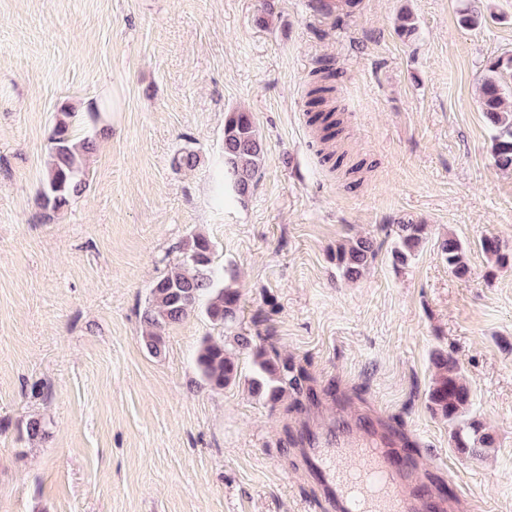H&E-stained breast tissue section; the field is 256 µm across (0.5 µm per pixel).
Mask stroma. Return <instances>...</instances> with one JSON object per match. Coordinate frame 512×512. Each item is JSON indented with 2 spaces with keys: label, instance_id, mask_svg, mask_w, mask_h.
Returning a JSON list of instances; mask_svg holds the SVG:
<instances>
[{
  "label": "stroma",
  "instance_id": "35a3bbf8",
  "mask_svg": "<svg viewBox=\"0 0 512 512\" xmlns=\"http://www.w3.org/2000/svg\"><path fill=\"white\" fill-rule=\"evenodd\" d=\"M0 0V512H324L299 449L308 432L343 444L376 432L412 449L460 512H512V174L496 169L477 100L491 58L512 54V0ZM410 10L417 31L398 37ZM481 13L462 26L464 11ZM341 76L334 150L322 164L304 114L321 60ZM111 103L92 125L91 104ZM93 137L89 186L42 206L55 115ZM251 112L265 147L246 204H217L212 161L224 115ZM184 147L199 165L175 170ZM425 225L394 264L400 220ZM200 232L234 266L232 329L198 312L141 343L153 281ZM457 236L469 274L437 252ZM372 241L362 276L331 258ZM259 337L308 374L277 406L246 382L212 391L195 351ZM456 358L468 418L493 445L474 456L431 408L436 353ZM45 437L27 433L31 419Z\"/></svg>",
  "mask_w": 512,
  "mask_h": 512
}]
</instances>
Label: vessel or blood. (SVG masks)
Masks as SVG:
<instances>
[{"mask_svg": "<svg viewBox=\"0 0 512 512\" xmlns=\"http://www.w3.org/2000/svg\"><path fill=\"white\" fill-rule=\"evenodd\" d=\"M326 512H441L443 504L416 479L417 461L405 448L364 440L356 448L308 440L302 451Z\"/></svg>", "mask_w": 512, "mask_h": 512, "instance_id": "vessel-or-blood-1", "label": "vessel or blood"}]
</instances>
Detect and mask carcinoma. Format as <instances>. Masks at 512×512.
<instances>
[{
    "label": "carcinoma",
    "instance_id": "carcinoma-1",
    "mask_svg": "<svg viewBox=\"0 0 512 512\" xmlns=\"http://www.w3.org/2000/svg\"><path fill=\"white\" fill-rule=\"evenodd\" d=\"M512 56H499L488 62L487 75L480 84V105L484 118L493 128L492 158L502 171H512V111L505 110V101L512 95ZM336 69L323 64L312 71L307 92L306 112L309 122L327 143L342 133V120L336 108H326L335 92ZM75 113L61 108L51 136V146L45 173L39 189L44 207L59 210L80 196L88 185L86 157L94 150V142L84 138L74 141L71 123ZM264 149L257 133L252 113L229 112L224 119V147L215 164L214 176L219 189L217 201H224L229 190L234 198L246 200L257 180L262 166ZM200 162L199 154L191 148L179 150L172 164L177 169H193ZM424 227L410 221L396 225V245L392 250L393 261L407 263L415 256L421 244ZM481 251L504 266L512 265V253L502 252L500 241L484 237L479 242ZM180 256L151 286L146 306L141 314L143 323L142 343L147 352L160 356L164 349L165 330L181 322L196 310H202L208 319L224 327L234 322L239 304L237 290L226 285L233 280L231 269H219L213 264L214 245L202 233H194L179 248ZM438 251L448 264V269L458 278L469 273L465 248L454 236L438 242ZM374 256L373 242L357 238L336 249V263L348 280L359 278L367 263ZM236 345L248 349L253 356V374L248 379L252 393L275 405L288 389L297 390L302 373L277 353L263 344L241 334L234 337ZM195 364L202 380L214 390H222L240 378L236 355L226 349L224 341L204 337L196 350ZM436 364L440 372L430 390V400L435 409L455 426L456 447L475 456L492 446L491 437L482 432L480 425L466 419L470 405V390L461 368L453 357L440 355Z\"/></svg>",
    "mask_w": 512,
    "mask_h": 512
}]
</instances>
